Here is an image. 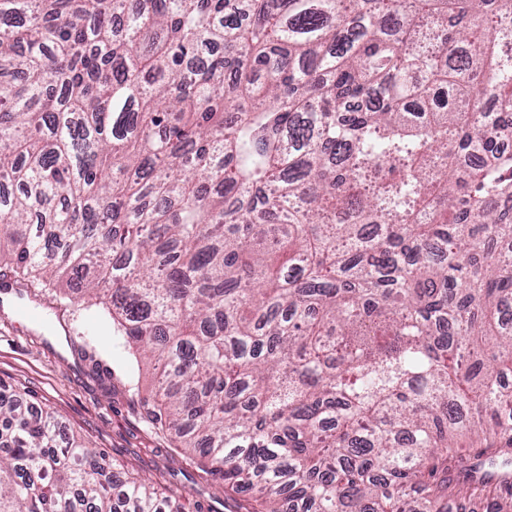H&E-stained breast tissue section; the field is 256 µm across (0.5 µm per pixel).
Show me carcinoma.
<instances>
[{"instance_id": "carcinoma-1", "label": "carcinoma", "mask_w": 512, "mask_h": 512, "mask_svg": "<svg viewBox=\"0 0 512 512\" xmlns=\"http://www.w3.org/2000/svg\"><path fill=\"white\" fill-rule=\"evenodd\" d=\"M510 137L512 0H0V275L101 300L242 512H512ZM0 436V512H164Z\"/></svg>"}]
</instances>
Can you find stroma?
Here are the masks:
<instances>
[{"label":"stroma","instance_id":"obj_1","mask_svg":"<svg viewBox=\"0 0 512 512\" xmlns=\"http://www.w3.org/2000/svg\"><path fill=\"white\" fill-rule=\"evenodd\" d=\"M26 296L42 319L25 322L0 309V386L51 412L64 433L123 463L130 474L169 488L177 501L201 504L205 512H234L223 481L183 456L152 422L142 401L150 375L140 372L137 389L128 387L124 372L135 369V357L113 335L103 308L60 304L34 288ZM92 346L101 353L102 369L84 358Z\"/></svg>","mask_w":512,"mask_h":512}]
</instances>
